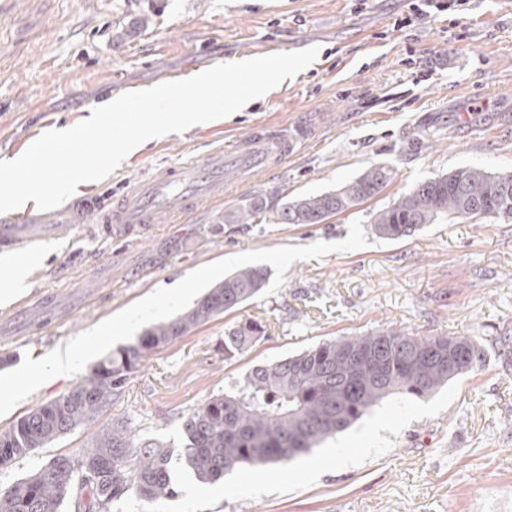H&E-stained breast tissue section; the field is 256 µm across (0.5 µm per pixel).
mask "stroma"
Returning a JSON list of instances; mask_svg holds the SVG:
<instances>
[{"instance_id":"obj_1","label":"stroma","mask_w":512,"mask_h":512,"mask_svg":"<svg viewBox=\"0 0 512 512\" xmlns=\"http://www.w3.org/2000/svg\"><path fill=\"white\" fill-rule=\"evenodd\" d=\"M414 2L0 0V159L121 93L320 49L265 98L164 135L106 179L77 187L109 204L257 125L305 127L279 165L225 168L219 202L180 220L158 211L128 236L63 214L23 225L44 260L0 303V357L11 360L0 379L22 374L30 391L0 413V428L72 390L100 359L194 307L225 275L261 266L268 279L237 311L148 353L95 423L0 467L1 493L53 456L81 458L111 424L181 454L184 416L254 367L392 329L471 337L482 360L428 398H385L290 463L245 464L215 483L176 467L179 495L157 512H512V219H444L402 240L379 237L371 224L419 181L468 167L512 172V0H464L419 18ZM377 164L395 177L356 209L322 224L277 223L288 199L335 189ZM259 197L266 208L254 223H225V213ZM243 318L267 334L225 360L224 334ZM84 339L76 371L56 375L55 352ZM334 448L350 450L352 463L292 480Z\"/></svg>"}]
</instances>
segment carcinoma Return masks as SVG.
<instances>
[{
	"mask_svg": "<svg viewBox=\"0 0 512 512\" xmlns=\"http://www.w3.org/2000/svg\"><path fill=\"white\" fill-rule=\"evenodd\" d=\"M392 168L377 164L336 190L286 201L280 224H321L324 215L348 212L378 195L393 179ZM265 210L255 199L224 215L228 224H249ZM512 218V174L462 168L408 188L392 205L373 214L383 238L412 236L425 224L449 218ZM268 270L247 267L224 277L193 308L146 329L133 345L101 360L70 392L28 412L0 430V467L42 448L81 425L92 424L122 388L145 355L223 313L237 310L265 286ZM266 336L260 321L247 319L224 336V359L231 360ZM467 358L456 372L428 350L448 348L445 336H413L385 330L324 341L281 361L258 366L239 389L213 395L183 420L187 439L180 457L201 482H215L243 465L284 463L309 453L325 438L366 415L390 395L426 398L473 368L479 349L459 336ZM173 454L160 442L137 444L123 425L99 431L93 448L74 461L57 455L0 494V512H112L129 492L149 506L178 496Z\"/></svg>",
	"mask_w": 512,
	"mask_h": 512,
	"instance_id": "cac0c4a2",
	"label": "carcinoma"
}]
</instances>
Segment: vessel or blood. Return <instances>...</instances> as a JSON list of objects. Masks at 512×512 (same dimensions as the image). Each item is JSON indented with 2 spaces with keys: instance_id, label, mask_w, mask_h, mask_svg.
Segmentation results:
<instances>
[{
  "instance_id": "1",
  "label": "vessel or blood",
  "mask_w": 512,
  "mask_h": 512,
  "mask_svg": "<svg viewBox=\"0 0 512 512\" xmlns=\"http://www.w3.org/2000/svg\"><path fill=\"white\" fill-rule=\"evenodd\" d=\"M293 150V141L287 133L266 125L258 126L251 136L227 149L213 152L205 165L186 162L174 167L163 181L146 179L131 188L112 207H104L99 198L85 196L65 206L70 222L84 223L88 215H96L106 227L125 232L148 226L155 220L160 207H169L174 215L182 217L194 211L199 202L217 200L223 194L225 160L248 167L257 163L277 165ZM44 211L35 209L21 218L0 220V239L14 248L24 245L15 233L17 223L34 224L46 219Z\"/></svg>"
}]
</instances>
